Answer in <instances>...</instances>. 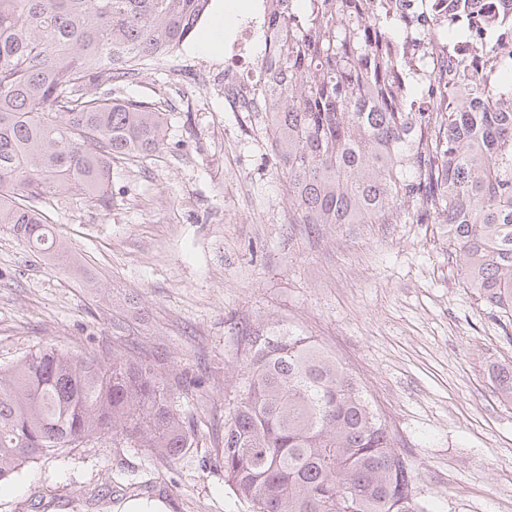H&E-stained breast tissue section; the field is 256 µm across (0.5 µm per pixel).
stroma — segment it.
I'll return each instance as SVG.
<instances>
[{"label": "stroma", "instance_id": "35a3bbf8", "mask_svg": "<svg viewBox=\"0 0 512 512\" xmlns=\"http://www.w3.org/2000/svg\"><path fill=\"white\" fill-rule=\"evenodd\" d=\"M224 53L189 41L124 88L166 104L168 147L112 166V204L65 199L54 231L70 264L0 224V363L54 344L161 353L203 376L176 405L204 440L170 463L99 441L0 486V512H252L224 483V399L246 327L314 337L361 382L432 512H512V318L467 288L444 224L290 223L262 113L239 112L217 76Z\"/></svg>", "mask_w": 512, "mask_h": 512}]
</instances>
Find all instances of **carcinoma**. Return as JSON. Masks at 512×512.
Instances as JSON below:
<instances>
[{"mask_svg": "<svg viewBox=\"0 0 512 512\" xmlns=\"http://www.w3.org/2000/svg\"><path fill=\"white\" fill-rule=\"evenodd\" d=\"M264 60L271 144L293 224H446L464 284L512 313V53L482 70L441 57L411 76L390 45L430 33L384 0H288ZM211 0H0V224L66 251L58 196L107 210L112 162L166 149L156 101L121 98L191 40ZM466 5L448 44L476 39ZM224 419V482L253 512H431L408 454L346 369L310 336L257 326ZM163 358L106 343L0 364V483L48 455L119 437L170 463L198 446L175 395L199 386Z\"/></svg>", "mask_w": 512, "mask_h": 512, "instance_id": "1", "label": "carcinoma"}]
</instances>
